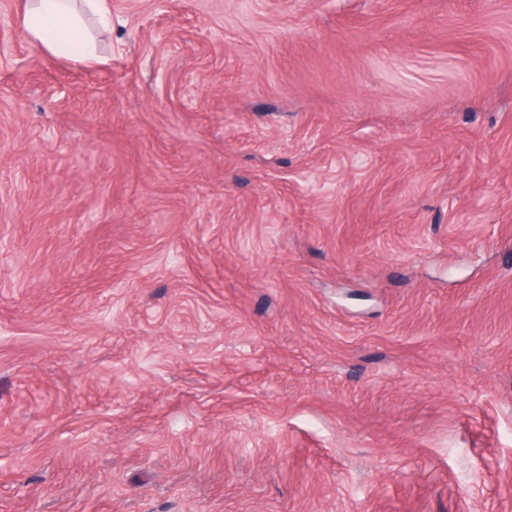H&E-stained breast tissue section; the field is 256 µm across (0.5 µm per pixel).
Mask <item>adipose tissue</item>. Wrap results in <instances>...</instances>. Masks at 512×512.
I'll use <instances>...</instances> for the list:
<instances>
[{
  "label": "adipose tissue",
  "mask_w": 512,
  "mask_h": 512,
  "mask_svg": "<svg viewBox=\"0 0 512 512\" xmlns=\"http://www.w3.org/2000/svg\"><path fill=\"white\" fill-rule=\"evenodd\" d=\"M89 15L101 28H111L110 0H29L20 25L39 48L54 56L92 66L100 57L86 33L85 18Z\"/></svg>",
  "instance_id": "obj_1"
}]
</instances>
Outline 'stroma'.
<instances>
[{"instance_id":"1","label":"stroma","mask_w":512,"mask_h":512,"mask_svg":"<svg viewBox=\"0 0 512 512\" xmlns=\"http://www.w3.org/2000/svg\"><path fill=\"white\" fill-rule=\"evenodd\" d=\"M0 0V512H512V0ZM87 15L93 16L101 28H112L110 0H30L20 16V25L39 48L93 66L100 57L86 33Z\"/></svg>"}]
</instances>
